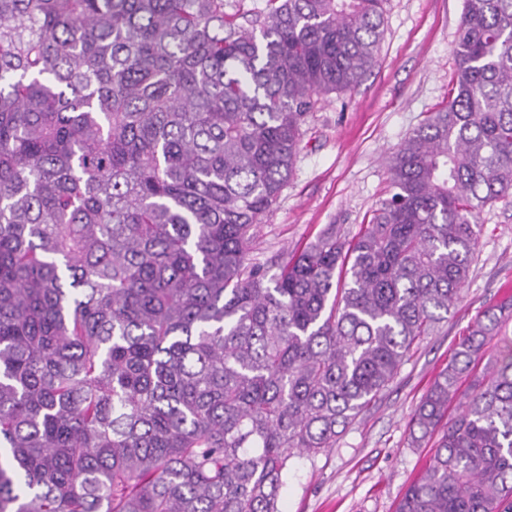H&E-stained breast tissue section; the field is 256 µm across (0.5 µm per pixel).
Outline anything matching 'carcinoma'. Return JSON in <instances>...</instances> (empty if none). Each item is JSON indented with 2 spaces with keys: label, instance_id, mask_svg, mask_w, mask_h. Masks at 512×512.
I'll return each instance as SVG.
<instances>
[{
  "label": "carcinoma",
  "instance_id": "cac0c4a2",
  "mask_svg": "<svg viewBox=\"0 0 512 512\" xmlns=\"http://www.w3.org/2000/svg\"><path fill=\"white\" fill-rule=\"evenodd\" d=\"M0 0V512H279L448 320L512 197V0H465L447 104L354 240L252 261L385 0ZM512 299L409 421L395 512H512ZM500 338L496 355L486 347Z\"/></svg>",
  "mask_w": 512,
  "mask_h": 512
}]
</instances>
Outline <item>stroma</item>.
<instances>
[{
  "label": "stroma",
  "mask_w": 512,
  "mask_h": 512,
  "mask_svg": "<svg viewBox=\"0 0 512 512\" xmlns=\"http://www.w3.org/2000/svg\"><path fill=\"white\" fill-rule=\"evenodd\" d=\"M465 0H387L377 60L354 89L325 96L304 126L294 172L256 228L251 257L264 264L335 225L358 234L389 192L382 162L448 100ZM461 299L437 335L426 337L377 402L333 448L291 458L280 512H395L428 463L429 445L410 444L408 422L470 324L512 283V198L485 208Z\"/></svg>",
  "instance_id": "1"
}]
</instances>
